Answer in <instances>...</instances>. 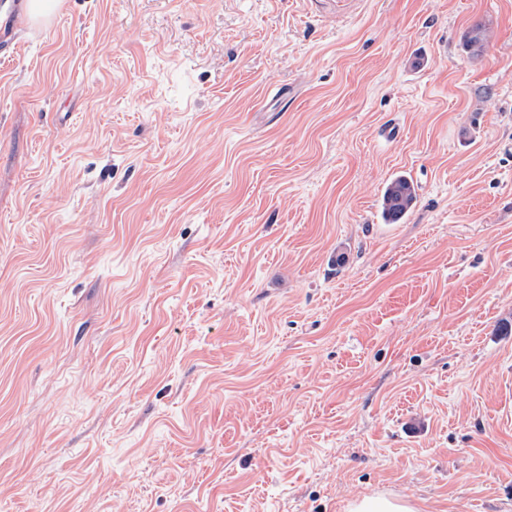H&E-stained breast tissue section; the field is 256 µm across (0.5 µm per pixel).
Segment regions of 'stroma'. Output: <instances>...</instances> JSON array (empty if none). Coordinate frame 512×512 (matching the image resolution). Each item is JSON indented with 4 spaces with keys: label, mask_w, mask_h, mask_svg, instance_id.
<instances>
[{
    "label": "stroma",
    "mask_w": 512,
    "mask_h": 512,
    "mask_svg": "<svg viewBox=\"0 0 512 512\" xmlns=\"http://www.w3.org/2000/svg\"><path fill=\"white\" fill-rule=\"evenodd\" d=\"M13 38L0 512H512V0H60ZM403 198L408 211L415 201V194L410 181L405 177L393 179L386 187L383 194V215H385L386 206L392 198ZM348 512H416V507L404 498H392L384 495L365 494L347 505Z\"/></svg>",
    "instance_id": "35a3bbf8"
}]
</instances>
